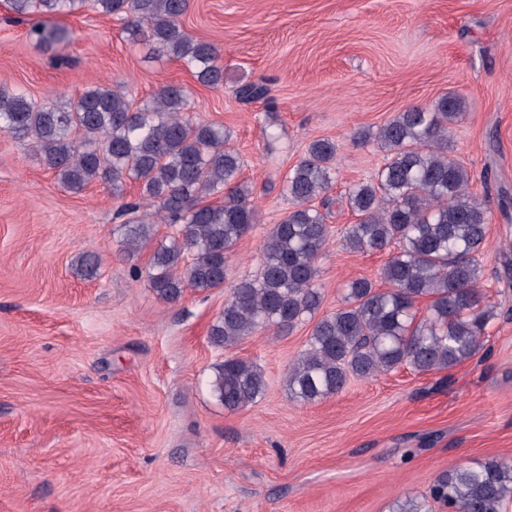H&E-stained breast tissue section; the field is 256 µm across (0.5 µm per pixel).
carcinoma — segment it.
Listing matches in <instances>:
<instances>
[{
    "mask_svg": "<svg viewBox=\"0 0 512 512\" xmlns=\"http://www.w3.org/2000/svg\"><path fill=\"white\" fill-rule=\"evenodd\" d=\"M17 15H69L84 0H8ZM99 12L120 15L135 41L183 62L201 84L224 85L218 48L193 38L180 19L189 0H95ZM30 35L50 49L69 40L67 29L38 25ZM263 87L237 88L246 101L264 98ZM187 93L166 86L133 106L119 87L93 86L75 100L35 103L18 90L0 87V132L24 144L54 171L58 182L79 193L91 183L112 187L125 198L127 184L139 192L120 209L123 243L139 250L154 223L175 233L152 253L146 278L167 302L187 290L208 292L227 280V258L257 223L252 189L241 179L243 164L230 148L224 127L189 117ZM464 100L442 97L430 107L397 113L374 134L387 163L378 174L349 187L357 222L341 232L351 252L391 251L381 270L388 288L367 279L350 281L336 311L315 319L323 296L316 286L315 260L330 243L325 216L312 205L336 182V145L311 142L289 169L284 193L291 208L263 241L258 270L230 286L224 310L209 329V341L225 350L261 329L286 335L314 321L307 347L289 365V398L312 403L340 393L352 377L373 378L402 365L416 372L454 367L474 357L495 317L481 285L479 255L487 244L489 214L470 192L473 180L448 156L452 125ZM222 203H204L210 196ZM86 277L96 275L99 257L78 259ZM426 300V312L417 304ZM214 398L235 410L266 390L256 365L227 357L214 366ZM429 497L448 512H508L512 503V460L492 457L437 474Z\"/></svg>",
    "mask_w": 512,
    "mask_h": 512,
    "instance_id": "carcinoma-1",
    "label": "carcinoma"
}]
</instances>
